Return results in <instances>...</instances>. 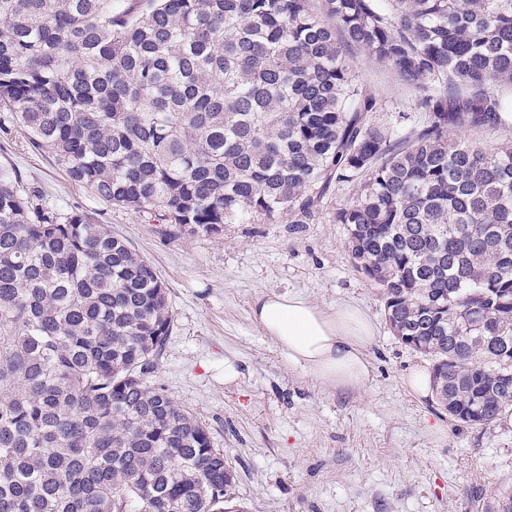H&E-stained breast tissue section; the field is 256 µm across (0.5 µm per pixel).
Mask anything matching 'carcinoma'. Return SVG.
<instances>
[{
	"instance_id": "cac0c4a2",
	"label": "carcinoma",
	"mask_w": 512,
	"mask_h": 512,
	"mask_svg": "<svg viewBox=\"0 0 512 512\" xmlns=\"http://www.w3.org/2000/svg\"><path fill=\"white\" fill-rule=\"evenodd\" d=\"M362 50L419 91L366 121ZM512 0H0V109L101 201L178 234L317 217L333 188L436 405L512 409ZM174 326L151 265L0 167V512H246L209 429L152 380ZM512 113H502V127L493 130H473L461 133V137L486 147L496 146L500 143L512 141Z\"/></svg>"
}]
</instances>
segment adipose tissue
Here are the masks:
<instances>
[{
    "label": "adipose tissue",
    "mask_w": 512,
    "mask_h": 512,
    "mask_svg": "<svg viewBox=\"0 0 512 512\" xmlns=\"http://www.w3.org/2000/svg\"><path fill=\"white\" fill-rule=\"evenodd\" d=\"M251 315L288 361L317 383L354 391L367 385L371 367L364 350L375 329L358 308H326L300 294L268 293L255 299Z\"/></svg>",
    "instance_id": "adipose-tissue-1"
}]
</instances>
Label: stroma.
Instances as JSON below:
<instances>
[{"instance_id": "stroma-1", "label": "stroma", "mask_w": 512, "mask_h": 512, "mask_svg": "<svg viewBox=\"0 0 512 512\" xmlns=\"http://www.w3.org/2000/svg\"><path fill=\"white\" fill-rule=\"evenodd\" d=\"M350 59L378 100L370 123L408 136L415 90L360 51ZM0 165L15 169L47 204L93 215L150 261L174 315L155 379L223 449L248 512H494L512 490V424L464 426L406 384L412 369L429 362L392 336L378 288L347 252L335 212L354 186L337 188L311 224L259 219L190 237L165 234L162 225L99 200L6 117ZM271 292L365 312L376 327L365 350L370 384L328 389L289 364L251 317L254 300ZM228 359L240 371L230 384Z\"/></svg>"}]
</instances>
